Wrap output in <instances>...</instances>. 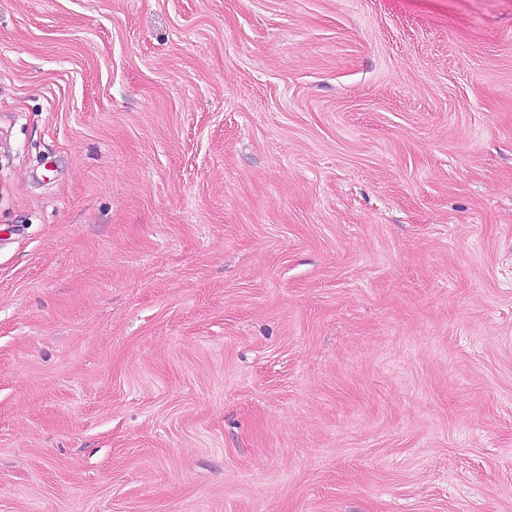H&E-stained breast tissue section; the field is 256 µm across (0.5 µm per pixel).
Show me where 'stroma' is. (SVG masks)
I'll list each match as a JSON object with an SVG mask.
<instances>
[{
    "label": "stroma",
    "instance_id": "1",
    "mask_svg": "<svg viewBox=\"0 0 512 512\" xmlns=\"http://www.w3.org/2000/svg\"><path fill=\"white\" fill-rule=\"evenodd\" d=\"M0 512H512V0H0Z\"/></svg>",
    "mask_w": 512,
    "mask_h": 512
}]
</instances>
